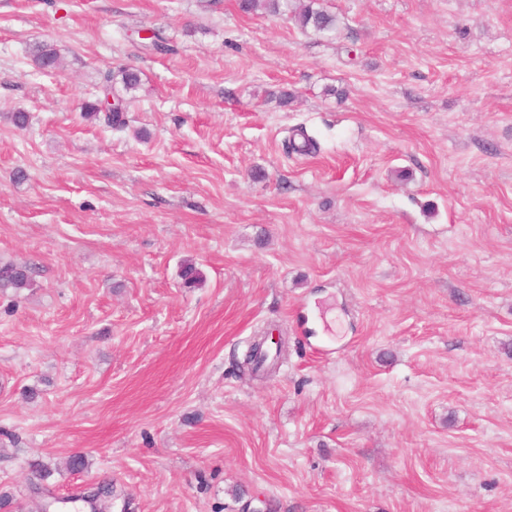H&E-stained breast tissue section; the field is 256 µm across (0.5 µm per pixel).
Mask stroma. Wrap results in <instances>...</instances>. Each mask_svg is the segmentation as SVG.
Returning <instances> with one entry per match:
<instances>
[{
    "instance_id": "1",
    "label": "stroma",
    "mask_w": 512,
    "mask_h": 512,
    "mask_svg": "<svg viewBox=\"0 0 512 512\" xmlns=\"http://www.w3.org/2000/svg\"><path fill=\"white\" fill-rule=\"evenodd\" d=\"M318 3L0 0V512H512V0ZM317 0H309L306 4L294 6L292 0H240L243 12L264 11L269 14L291 13V19L302 29L311 27L318 32H329L336 28V17L319 7H314ZM32 57L37 67L45 71H54L61 66L60 50L51 45H37L32 51ZM30 283L31 271L28 265L0 261V289L20 290L29 287Z\"/></svg>"
}]
</instances>
